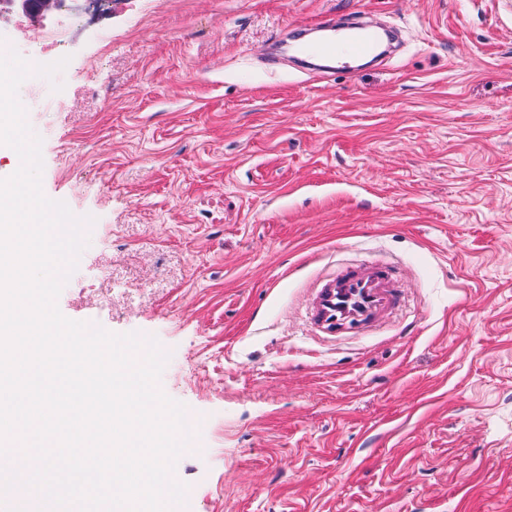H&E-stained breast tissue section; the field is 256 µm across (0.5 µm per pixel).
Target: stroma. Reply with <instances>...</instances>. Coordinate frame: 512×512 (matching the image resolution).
<instances>
[{
  "label": "stroma",
  "mask_w": 512,
  "mask_h": 512,
  "mask_svg": "<svg viewBox=\"0 0 512 512\" xmlns=\"http://www.w3.org/2000/svg\"><path fill=\"white\" fill-rule=\"evenodd\" d=\"M350 16L389 59L273 52ZM63 53L18 92L94 219L58 307L169 351L206 421L170 512H512V0H107ZM374 264L375 309L319 317Z\"/></svg>",
  "instance_id": "35a3bbf8"
}]
</instances>
